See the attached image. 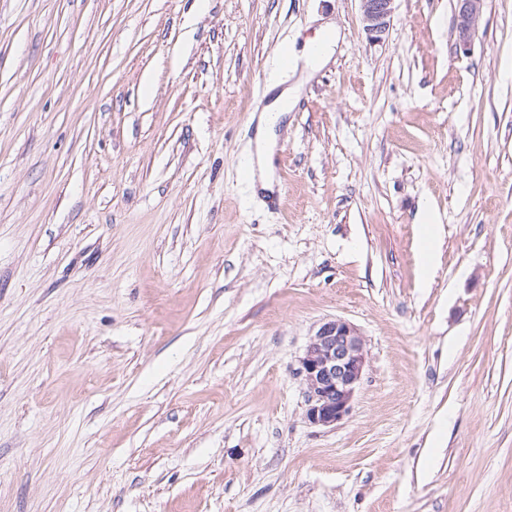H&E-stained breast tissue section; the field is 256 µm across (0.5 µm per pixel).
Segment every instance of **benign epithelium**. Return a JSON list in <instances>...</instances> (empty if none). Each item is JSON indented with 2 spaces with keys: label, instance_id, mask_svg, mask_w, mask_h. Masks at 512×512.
<instances>
[{
  "label": "benign epithelium",
  "instance_id": "obj_1",
  "mask_svg": "<svg viewBox=\"0 0 512 512\" xmlns=\"http://www.w3.org/2000/svg\"><path fill=\"white\" fill-rule=\"evenodd\" d=\"M396 0H360L363 30L372 41L388 33ZM484 0H457L456 36L465 49L478 29ZM366 353L358 330L342 319L322 323L310 336L299 360L305 385L306 419L318 427H332L347 416L360 385Z\"/></svg>",
  "mask_w": 512,
  "mask_h": 512
}]
</instances>
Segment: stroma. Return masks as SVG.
I'll return each mask as SVG.
<instances>
[{"instance_id":"obj_1","label":"stroma","mask_w":512,"mask_h":512,"mask_svg":"<svg viewBox=\"0 0 512 512\" xmlns=\"http://www.w3.org/2000/svg\"><path fill=\"white\" fill-rule=\"evenodd\" d=\"M456 5L0 0V512H512V0L466 52ZM336 318L366 366L316 427ZM396 0H360L363 30L371 41L379 42L388 33ZM274 84L268 89L275 92L272 101L268 103L258 118L255 133V153L249 157L251 164V179L263 191H273L274 184L270 176L273 160V148L276 139L274 127L282 117L289 112L300 90V85L280 88ZM365 363L363 338L345 320L326 321L310 336L297 373L311 425L332 427L350 413Z\"/></svg>"}]
</instances>
